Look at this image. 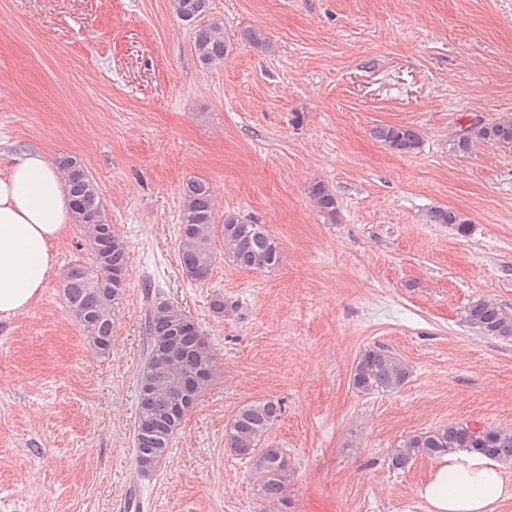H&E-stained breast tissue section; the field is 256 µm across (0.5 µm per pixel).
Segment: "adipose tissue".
<instances>
[{"label":"adipose tissue","mask_w":512,"mask_h":512,"mask_svg":"<svg viewBox=\"0 0 512 512\" xmlns=\"http://www.w3.org/2000/svg\"><path fill=\"white\" fill-rule=\"evenodd\" d=\"M73 221L64 181L48 156H15L0 177V317L27 310L57 263L54 243ZM418 493L432 512H495L512 497L498 464L466 450L444 455Z\"/></svg>","instance_id":"adipose-tissue-1"}]
</instances>
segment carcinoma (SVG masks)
I'll return each instance as SVG.
<instances>
[{
	"instance_id": "cac0c4a2",
	"label": "carcinoma",
	"mask_w": 512,
	"mask_h": 512,
	"mask_svg": "<svg viewBox=\"0 0 512 512\" xmlns=\"http://www.w3.org/2000/svg\"><path fill=\"white\" fill-rule=\"evenodd\" d=\"M176 17L192 27L198 61L205 67L224 64L232 51L218 22L201 20L211 13V0H172ZM241 39L255 48L268 47L265 33L245 28ZM372 134L390 149L408 153L420 144V133L408 126L383 125ZM512 146V115L478 120L452 139L455 153L467 156L478 146ZM72 201L74 223L83 233L91 261H77L63 274L61 292L67 312L83 327L89 344L99 353L112 347L116 310L127 285L130 256L124 241L107 222L97 186L86 167L74 156L56 159ZM308 195L323 216L333 221L337 200L320 181L309 183ZM179 225V260L183 273L194 282L209 279L216 260L212 243L221 239L224 262L240 269L267 272L280 261V246L267 225L234 212L217 219L213 187L203 178H190L182 188ZM433 224H446L460 237L467 236L471 219L457 210L435 207L428 212ZM469 326L482 336L512 340V307L478 298L465 312ZM144 348L139 377L138 410L133 434V467L140 476L152 472L167 456L184 415L173 413L176 399L189 411L213 377L215 354L197 322L184 309L145 286ZM409 365L381 345L364 348L354 361L350 380L361 393L393 392L410 377ZM282 402L264 398L238 408L225 430L224 445L246 460L257 473L255 495L269 506L288 501L290 468L284 449L267 443L268 434L282 415ZM467 449L489 459L512 464V431L450 423L434 430L404 436L389 455V468L406 470L419 456L439 457Z\"/></svg>"
}]
</instances>
